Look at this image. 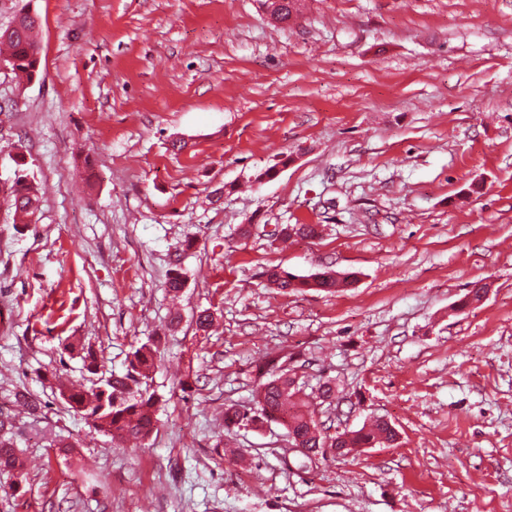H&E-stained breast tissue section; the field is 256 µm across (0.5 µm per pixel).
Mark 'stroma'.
Masks as SVG:
<instances>
[{"label": "stroma", "instance_id": "stroma-1", "mask_svg": "<svg viewBox=\"0 0 512 512\" xmlns=\"http://www.w3.org/2000/svg\"><path fill=\"white\" fill-rule=\"evenodd\" d=\"M30 7L40 72L0 70V402L42 408L14 409L28 477L0 473V512H512V0H301L285 25L264 0ZM276 267L356 281L284 293ZM150 336L158 430L131 449L56 380L88 376L66 343L121 376ZM274 356L335 384L330 433L382 417L397 443L303 466L279 424L225 429ZM37 183L27 175L18 177L7 189L6 197L14 209L15 221L19 224H32L37 212L40 211L41 198Z\"/></svg>", "mask_w": 512, "mask_h": 512}]
</instances>
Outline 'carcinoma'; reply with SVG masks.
Returning <instances> with one entry per match:
<instances>
[{
    "mask_svg": "<svg viewBox=\"0 0 512 512\" xmlns=\"http://www.w3.org/2000/svg\"><path fill=\"white\" fill-rule=\"evenodd\" d=\"M38 17L32 14L29 5H23L14 16V27L10 33L0 30V45L9 49L6 60L12 62V72L21 82L31 81L39 72L40 40L36 28ZM6 197L14 209V216L21 224H30L40 211L41 198L35 180L23 175L7 189ZM277 235L288 239L292 236L314 238L318 235L315 224H283ZM267 280L275 287L288 289H320L333 291L347 288L355 277H339L332 270H324L309 277H299L284 270L273 268L267 272ZM181 263H176L165 288L178 294L185 287ZM86 369L97 376L92 386L58 387L61 400L69 408L92 419L93 428L122 442L140 443L154 432L159 398L150 390L148 380L156 366V344L149 339L132 352L130 370L123 376L99 373L97 356L86 350ZM255 391L254 407L243 412L234 405L224 408V426H250L261 428L270 422H279L287 429L289 441L303 448H373L392 446L397 443V434L388 423L375 419L361 428L335 435L326 433L315 418V410L305 393L304 383L290 376L286 362L278 357L270 358ZM0 470H7L23 478L24 463L18 451V443L12 432V424L0 419Z\"/></svg>",
    "mask_w": 512,
    "mask_h": 512,
    "instance_id": "cac0c4a2",
    "label": "carcinoma"
}]
</instances>
